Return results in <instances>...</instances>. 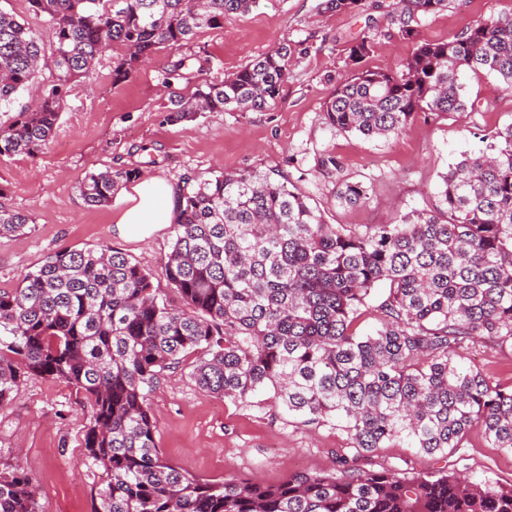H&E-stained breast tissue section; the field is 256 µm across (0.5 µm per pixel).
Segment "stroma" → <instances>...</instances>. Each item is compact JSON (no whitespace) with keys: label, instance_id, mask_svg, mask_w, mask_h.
I'll list each match as a JSON object with an SVG mask.
<instances>
[{"label":"stroma","instance_id":"obj_1","mask_svg":"<svg viewBox=\"0 0 512 512\" xmlns=\"http://www.w3.org/2000/svg\"><path fill=\"white\" fill-rule=\"evenodd\" d=\"M324 2L261 0L251 13L202 29L181 48L152 54L119 84L112 81L118 53L105 50L64 102L55 137L33 155L0 160V205L34 219L25 233L0 237V289L16 287L58 250L109 246L139 263L160 296L180 305L165 270L170 227L143 238L119 234L124 194L106 207L87 205L81 197L78 186L85 175L108 167L149 173L173 185L219 168L279 171L329 224H398L433 209L449 166L462 155L488 151L495 133L512 124V93L498 77L462 75L464 111L415 113L401 133L387 138L367 139L332 127L325 103L354 72L349 48L356 40L372 44L363 68L396 73L417 43L449 40L488 18L512 15V0H448L445 10L419 17L412 38L402 36L392 21L395 0H360L355 10L337 12L325 10ZM284 42L292 55L276 105L166 121L173 101L222 81ZM178 63L183 69L176 76L172 69ZM330 156L339 168L329 175L320 162ZM345 181L367 186L365 203H340L336 192ZM195 361L188 355L145 393L163 457L197 478L273 485L302 471L330 469L344 454L368 469L416 475L444 466L475 482L512 484V453L491 447L480 431L449 450L444 462L404 441L359 453L335 423H301L276 407L269 394L245 405L204 391L191 375ZM464 364L512 381V346L476 343ZM91 415L82 392L41 377L28 378L14 400L0 406V472L26 473L41 490L38 512H94L98 506L105 474L83 445Z\"/></svg>","mask_w":512,"mask_h":512}]
</instances>
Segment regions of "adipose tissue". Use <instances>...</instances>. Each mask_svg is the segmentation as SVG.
Segmentation results:
<instances>
[{"label":"adipose tissue","mask_w":512,"mask_h":512,"mask_svg":"<svg viewBox=\"0 0 512 512\" xmlns=\"http://www.w3.org/2000/svg\"><path fill=\"white\" fill-rule=\"evenodd\" d=\"M179 191L166 181L147 176L127 194V207L117 225L122 234L146 235L172 223Z\"/></svg>","instance_id":"adipose-tissue-1"}]
</instances>
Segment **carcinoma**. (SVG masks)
<instances>
[{
    "label": "carcinoma",
    "mask_w": 512,
    "mask_h": 512,
    "mask_svg": "<svg viewBox=\"0 0 512 512\" xmlns=\"http://www.w3.org/2000/svg\"><path fill=\"white\" fill-rule=\"evenodd\" d=\"M260 2L27 0L53 26L48 52L24 19L0 8V105L33 89L40 65L56 71L35 108L0 122V159L53 138L66 97L106 49L122 50L112 69L122 83L155 51ZM447 2L396 0L399 31L413 36V22ZM290 54L284 44L197 89L173 102L167 120L275 104ZM469 71L512 89V15L419 43L396 74L356 71L336 86L326 118L367 138L398 134L416 112L463 110ZM496 138L491 154L449 167L435 210L401 224H327L279 172L184 177L165 269L185 308L159 301L150 275L119 250L53 253L0 289V406L31 376L83 392L92 406L84 448L107 475L95 512H512V484L474 485L443 468L363 469L343 454L329 473L276 485L200 480L163 458L144 393L197 353L203 390L246 405L270 390L303 423H336L359 453L406 440L444 456L474 429L512 452V383L463 366L479 341L512 344V125ZM135 175L93 171L79 192L107 206ZM337 198L358 206L368 188L344 181ZM31 223L0 204V236ZM371 308L379 326L360 334L356 321ZM0 512H38L37 489L18 469L0 474Z\"/></svg>",
    "instance_id": "carcinoma-1"
}]
</instances>
